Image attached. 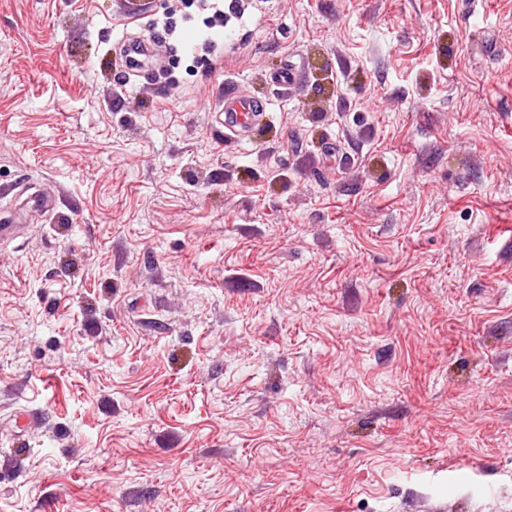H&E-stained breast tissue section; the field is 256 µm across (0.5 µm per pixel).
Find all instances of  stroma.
<instances>
[{"mask_svg": "<svg viewBox=\"0 0 512 512\" xmlns=\"http://www.w3.org/2000/svg\"><path fill=\"white\" fill-rule=\"evenodd\" d=\"M236 5L0 0V512H512V0ZM267 106L240 96L233 81L224 86V129L226 137L239 140L255 124L259 112L266 111Z\"/></svg>", "mask_w": 512, "mask_h": 512, "instance_id": "35a3bbf8", "label": "stroma"}]
</instances>
